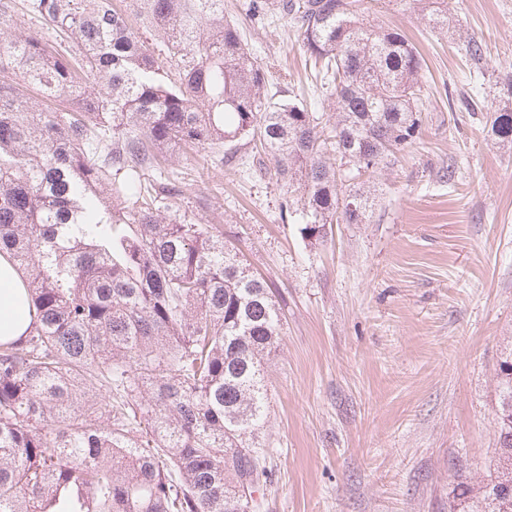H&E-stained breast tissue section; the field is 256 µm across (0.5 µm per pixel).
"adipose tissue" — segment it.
<instances>
[{"instance_id": "ef3b65f1", "label": "adipose tissue", "mask_w": 512, "mask_h": 512, "mask_svg": "<svg viewBox=\"0 0 512 512\" xmlns=\"http://www.w3.org/2000/svg\"><path fill=\"white\" fill-rule=\"evenodd\" d=\"M33 318L22 272L0 255V340L26 335Z\"/></svg>"}]
</instances>
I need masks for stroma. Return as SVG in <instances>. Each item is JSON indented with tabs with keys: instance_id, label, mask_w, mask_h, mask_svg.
I'll return each instance as SVG.
<instances>
[{
	"instance_id": "stroma-1",
	"label": "stroma",
	"mask_w": 512,
	"mask_h": 512,
	"mask_svg": "<svg viewBox=\"0 0 512 512\" xmlns=\"http://www.w3.org/2000/svg\"><path fill=\"white\" fill-rule=\"evenodd\" d=\"M224 0L282 97L313 92L297 36ZM424 61L430 110L413 147L381 164L362 224L310 242L283 222L274 180L208 151L174 160L183 207L276 293L284 317L264 364L270 478L260 512H448L457 482L486 478L495 454L498 372L512 352V143L484 113L449 111L446 90L496 106L512 77V0H448L446 29L412 0H363ZM473 37L482 66L465 54Z\"/></svg>"
}]
</instances>
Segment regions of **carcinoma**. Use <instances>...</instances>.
Instances as JSON below:
<instances>
[{
	"instance_id": "cac0c4a2",
	"label": "carcinoma",
	"mask_w": 512,
	"mask_h": 512,
	"mask_svg": "<svg viewBox=\"0 0 512 512\" xmlns=\"http://www.w3.org/2000/svg\"><path fill=\"white\" fill-rule=\"evenodd\" d=\"M123 2L23 0L18 18L0 0V254L34 311L26 335L0 341V512H258L264 360L282 313L160 165L182 146L230 168L244 164L238 143L259 149L254 175L283 191L282 218L322 241L367 219L349 182L419 138L423 60L357 0H247L250 19L300 38L316 109L268 92L224 0ZM417 2L448 27L447 0ZM491 131L512 140V81ZM498 378L509 445L486 482L455 486L450 512H512L511 356Z\"/></svg>"
}]
</instances>
